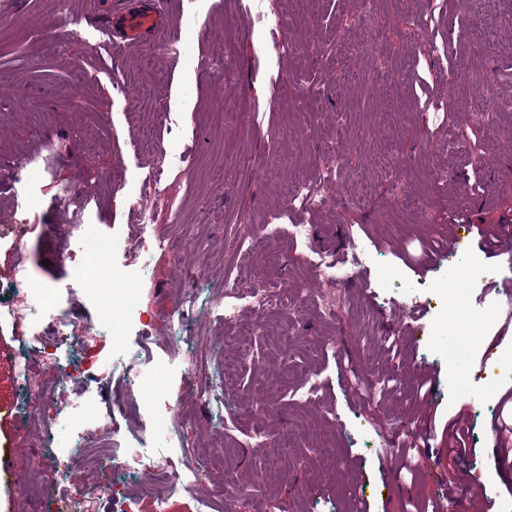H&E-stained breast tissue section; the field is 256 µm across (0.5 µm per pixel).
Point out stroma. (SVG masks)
I'll return each mask as SVG.
<instances>
[{"label":"stroma","instance_id":"1","mask_svg":"<svg viewBox=\"0 0 512 512\" xmlns=\"http://www.w3.org/2000/svg\"><path fill=\"white\" fill-rule=\"evenodd\" d=\"M109 2L0 0V287L26 276L62 289V322L88 366L55 398L25 387L20 365L39 369L32 328L49 313L35 293L0 309V454L23 475L60 461L38 498L0 479V512H60L73 489L105 479L70 457L68 430L50 441L16 413L21 404L50 423L59 402L89 396L106 421L89 424L87 447L166 448L178 484L166 512H202L231 481L254 492L223 500V512H412L447 487L471 512H503L512 465L498 427L512 425V334L498 261L474 235L432 272L418 264L452 223H512V121L483 116L491 94L512 91L500 72L512 59V0H373L367 12L360 0H161L167 27L117 59L89 49ZM274 14L285 24L267 26ZM174 44L181 55L169 54ZM133 87L144 103L130 99ZM329 153L341 172L321 206L289 209ZM66 187L84 191L83 207L58 206ZM68 224L114 237L121 285L138 291L121 357L92 300L113 277H76L69 256L89 243L60 233ZM269 224H309L314 238H269ZM144 238L163 245L142 253ZM354 239L368 254L359 281L314 277L318 255ZM228 273L273 303L217 315ZM461 297L485 321L468 339L448 323ZM202 367L220 380V400L196 397L189 374ZM159 370L164 398L187 415L181 427L168 411L132 418L118 405L127 375ZM312 372L318 398L296 401ZM417 421L429 445L410 474L397 435ZM258 430L262 448L250 445ZM459 434L468 452L457 459L448 445ZM158 491L144 475L125 496L76 512H155Z\"/></svg>","mask_w":512,"mask_h":512}]
</instances>
